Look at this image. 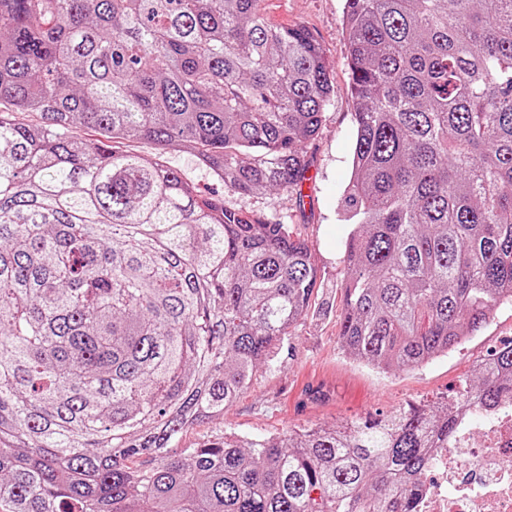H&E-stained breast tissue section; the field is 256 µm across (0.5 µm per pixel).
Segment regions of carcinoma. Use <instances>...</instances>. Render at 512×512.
<instances>
[{
    "label": "carcinoma",
    "mask_w": 512,
    "mask_h": 512,
    "mask_svg": "<svg viewBox=\"0 0 512 512\" xmlns=\"http://www.w3.org/2000/svg\"><path fill=\"white\" fill-rule=\"evenodd\" d=\"M342 27L340 347L415 368L512 302V0H345ZM330 94L260 0H0V102L42 118L0 113V512H414L454 425L512 397L511 342L442 406L170 454L273 361L317 268L289 225L112 143L192 147L299 207Z\"/></svg>",
    "instance_id": "obj_1"
}]
</instances>
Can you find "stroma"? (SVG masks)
<instances>
[{
  "label": "stroma",
  "instance_id": "1",
  "mask_svg": "<svg viewBox=\"0 0 512 512\" xmlns=\"http://www.w3.org/2000/svg\"><path fill=\"white\" fill-rule=\"evenodd\" d=\"M344 0H262L266 20L276 26L307 29L326 56L332 86L326 117L308 146L311 166L302 184V205L279 190L252 196L229 192L200 164L188 147L160 150L146 141L125 140L115 151L160 158L202 195L225 200L245 214L290 225L304 239L318 268V284L305 317L289 330L271 364L259 366L248 389L223 417L190 427L175 449L194 448L225 433L249 438L279 437L289 429L332 427L452 394L469 383L475 362L512 341V303L500 306L488 324L447 355L428 364L388 374L345 357L340 349V319L347 277L345 241L350 231L342 217V194L351 170L356 136L351 74L340 19Z\"/></svg>",
  "mask_w": 512,
  "mask_h": 512
}]
</instances>
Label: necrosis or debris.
<instances>
[{
    "label": "necrosis or debris",
    "instance_id": "necrosis-or-debris-1",
    "mask_svg": "<svg viewBox=\"0 0 512 512\" xmlns=\"http://www.w3.org/2000/svg\"><path fill=\"white\" fill-rule=\"evenodd\" d=\"M429 468L416 512H512V410L470 413Z\"/></svg>",
    "mask_w": 512,
    "mask_h": 512
}]
</instances>
